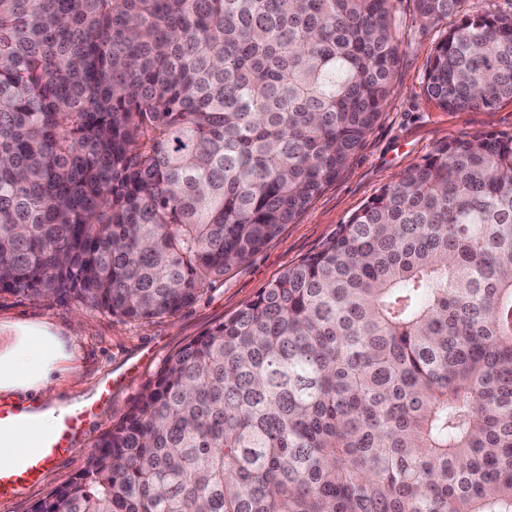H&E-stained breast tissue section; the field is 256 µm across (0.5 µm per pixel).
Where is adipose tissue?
Listing matches in <instances>:
<instances>
[{"label":"adipose tissue","mask_w":512,"mask_h":512,"mask_svg":"<svg viewBox=\"0 0 512 512\" xmlns=\"http://www.w3.org/2000/svg\"><path fill=\"white\" fill-rule=\"evenodd\" d=\"M78 339L29 321H0V398L19 408L17 419L0 423V456L17 457L55 432L61 413L78 400L51 398L62 380L73 377Z\"/></svg>","instance_id":"obj_1"}]
</instances>
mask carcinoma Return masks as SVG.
I'll list each match as a JSON object with an SVG mask.
<instances>
[{
  "mask_svg": "<svg viewBox=\"0 0 512 512\" xmlns=\"http://www.w3.org/2000/svg\"><path fill=\"white\" fill-rule=\"evenodd\" d=\"M398 46L392 0H0V292L192 305L336 179ZM426 88L512 99V15L465 16ZM32 512H512V139L383 189Z\"/></svg>",
  "mask_w": 512,
  "mask_h": 512,
  "instance_id": "1",
  "label": "carcinoma"
}]
</instances>
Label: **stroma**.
Wrapping results in <instances>:
<instances>
[{
    "instance_id": "1",
    "label": "stroma",
    "mask_w": 512,
    "mask_h": 512,
    "mask_svg": "<svg viewBox=\"0 0 512 512\" xmlns=\"http://www.w3.org/2000/svg\"><path fill=\"white\" fill-rule=\"evenodd\" d=\"M399 61L383 111L363 144L335 181L325 186L293 223L247 261L214 281L189 307L172 317L124 321L71 298H35L0 293V319L44 322L61 335H77L74 395H96L113 380L112 401L92 416L77 451L45 471L42 482L14 499L0 500V512H32L34 504L82 473L97 441L135 403L144 385L186 343L232 316L302 257L317 252L339 225L404 173L453 138L491 133L512 138V101L492 108L450 110L426 91V74L438 42L463 16L492 7L512 14V0H463L459 13L421 18L417 0H392Z\"/></svg>"
}]
</instances>
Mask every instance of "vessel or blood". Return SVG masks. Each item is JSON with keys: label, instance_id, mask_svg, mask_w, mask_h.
<instances>
[{"label": "vessel or blood", "instance_id": "b4317fda", "mask_svg": "<svg viewBox=\"0 0 512 512\" xmlns=\"http://www.w3.org/2000/svg\"><path fill=\"white\" fill-rule=\"evenodd\" d=\"M111 396V384H104L94 404L65 414L59 420L55 434L38 448L21 456L19 463L0 466V499H11L25 493L41 480L47 462L71 456L84 434L87 419L99 407L107 405Z\"/></svg>", "mask_w": 512, "mask_h": 512}]
</instances>
